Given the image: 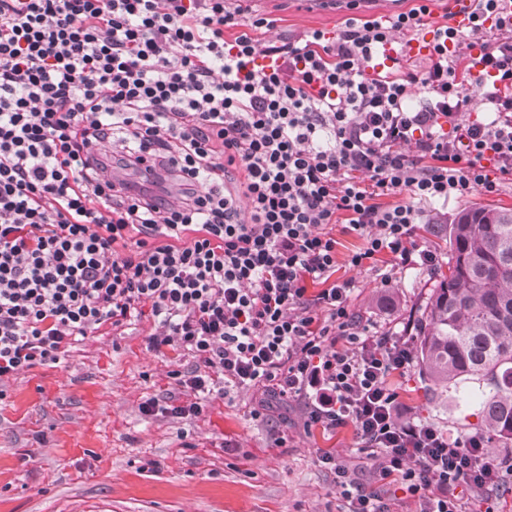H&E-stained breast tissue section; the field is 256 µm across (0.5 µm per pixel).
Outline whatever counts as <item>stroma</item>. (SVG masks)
<instances>
[{"label": "stroma", "mask_w": 512, "mask_h": 512, "mask_svg": "<svg viewBox=\"0 0 512 512\" xmlns=\"http://www.w3.org/2000/svg\"><path fill=\"white\" fill-rule=\"evenodd\" d=\"M244 17L273 19L256 30L261 41L285 43L312 31L339 32L349 16L337 0H228ZM512 208V185L496 195L449 200L447 210L426 211L414 240L448 258L447 228L465 204ZM336 280L355 278L352 307L380 328L404 327L422 315L435 283L432 271L394 268L392 257L354 273L344 261L362 241L337 234ZM392 272L390 284L381 275ZM156 319L144 313L121 331L102 328L58 363L0 378V512H341L333 474L318 460L326 451L378 488L390 512H418L394 485H378L357 450L352 426L329 432L306 425L303 404L274 406L254 419L250 391L213 393L199 416H149L150 398L179 405L188 396L171 370H194L183 351L154 348ZM394 386L402 410L447 430L452 437L482 432L474 405L454 392L437 397L410 367Z\"/></svg>", "instance_id": "obj_1"}]
</instances>
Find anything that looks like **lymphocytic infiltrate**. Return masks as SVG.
Here are the masks:
<instances>
[{"instance_id": "obj_1", "label": "lymphocytic infiltrate", "mask_w": 512, "mask_h": 512, "mask_svg": "<svg viewBox=\"0 0 512 512\" xmlns=\"http://www.w3.org/2000/svg\"><path fill=\"white\" fill-rule=\"evenodd\" d=\"M420 0L390 20L347 18L333 37L262 43L224 0H0V377L59 362L88 333L150 307L153 347L176 346L203 372L169 373L190 395L150 399L148 415H200L216 386L260 392L254 418L304 400L308 424L353 425L378 480L419 512H469L468 490L512 489V453L404 416L391 378L413 340L371 330L333 284L330 226L378 255L434 269L413 240L427 207L512 183V15L475 0L467 30L434 32L424 72L371 78L379 47L419 29ZM479 59H472V49ZM278 65L254 66L256 54ZM488 116L459 119L474 62ZM184 184L176 202L105 182L95 155ZM407 194L383 206L379 197ZM326 281L317 294L307 285ZM344 512H389L331 454Z\"/></svg>"}]
</instances>
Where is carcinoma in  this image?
I'll use <instances>...</instances> for the list:
<instances>
[{
    "label": "carcinoma",
    "mask_w": 512,
    "mask_h": 512,
    "mask_svg": "<svg viewBox=\"0 0 512 512\" xmlns=\"http://www.w3.org/2000/svg\"><path fill=\"white\" fill-rule=\"evenodd\" d=\"M418 328V371L436 396L478 406L489 436L512 440V209L472 206L448 227Z\"/></svg>",
    "instance_id": "1"
}]
</instances>
